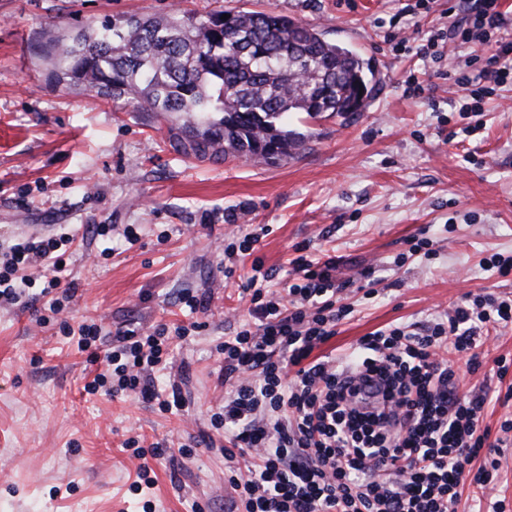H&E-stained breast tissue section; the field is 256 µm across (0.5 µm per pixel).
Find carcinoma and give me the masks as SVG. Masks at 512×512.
<instances>
[{
  "instance_id": "1",
  "label": "carcinoma",
  "mask_w": 512,
  "mask_h": 512,
  "mask_svg": "<svg viewBox=\"0 0 512 512\" xmlns=\"http://www.w3.org/2000/svg\"><path fill=\"white\" fill-rule=\"evenodd\" d=\"M205 16L180 10L89 21L63 44L46 34L39 56L54 88L125 100L169 123L183 152L280 160L302 146L288 114L359 112L372 66L310 24L263 11Z\"/></svg>"
}]
</instances>
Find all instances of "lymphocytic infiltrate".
Segmentation results:
<instances>
[{
    "label": "lymphocytic infiltrate",
    "mask_w": 512,
    "mask_h": 512,
    "mask_svg": "<svg viewBox=\"0 0 512 512\" xmlns=\"http://www.w3.org/2000/svg\"><path fill=\"white\" fill-rule=\"evenodd\" d=\"M455 22L436 29L424 44L399 38L397 50L440 60L447 49L494 41L479 74L452 71L459 113L481 111L484 99L512 84V39L500 37L508 20L500 0H448ZM63 238L22 240L0 257V300L18 303L30 282L24 269H52L43 294L60 288L57 269ZM335 257L301 254L288 295L274 298L261 263L244 291L250 320L224 339V404L217 422L228 432L225 461L249 460L247 479L229 480L245 512H455L461 490H486L496 479L493 454L512 439L483 428V397L458 392V371L443 349L466 355L469 374L483 363L477 350L489 325L512 321V300L490 293L468 295L447 321L417 330L393 325L362 337L348 353L313 358L349 313L336 296ZM167 328L118 334L99 355L97 325L76 331L78 351L105 359L111 376H96L85 390L110 395L139 392L162 410L183 406L179 391L161 397L153 375L168 353Z\"/></svg>",
    "instance_id": "lymphocytic-infiltrate-1"
}]
</instances>
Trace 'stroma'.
Returning <instances> with one entry per match:
<instances>
[{"instance_id": "1", "label": "stroma", "mask_w": 512, "mask_h": 512, "mask_svg": "<svg viewBox=\"0 0 512 512\" xmlns=\"http://www.w3.org/2000/svg\"><path fill=\"white\" fill-rule=\"evenodd\" d=\"M406 0H0V252L18 239L73 235L61 311L0 304V512H243L225 478L224 433L211 416L224 402V338L248 318L242 286L261 259L282 293L295 248L338 262L351 313L314 351L338 355L396 324L447 319L468 293L512 298V276L485 265L512 256V85L485 100L472 135L455 90L427 62L394 51L400 31L423 42L450 25L448 0L408 14ZM212 10L274 11L322 30L370 59L376 87L362 111L294 114L302 147L276 162L183 153L167 126L124 101L48 88L38 55L48 30L74 35L91 20ZM429 89L415 96L406 79ZM114 230L98 236L96 225ZM136 230V240L123 233ZM426 232V253L411 254ZM259 235L253 254L240 245ZM404 257L396 265V257ZM374 267L367 284L360 272ZM234 268L225 277V268ZM198 296L202 309L182 303ZM43 319H36V310ZM96 322L104 344L118 331L185 328L173 338L158 391L179 387L185 407L165 412L135 392L89 394L104 363H90L63 324ZM486 394L483 424L512 419L505 378L462 376ZM140 447L152 489L134 491Z\"/></svg>"}]
</instances>
